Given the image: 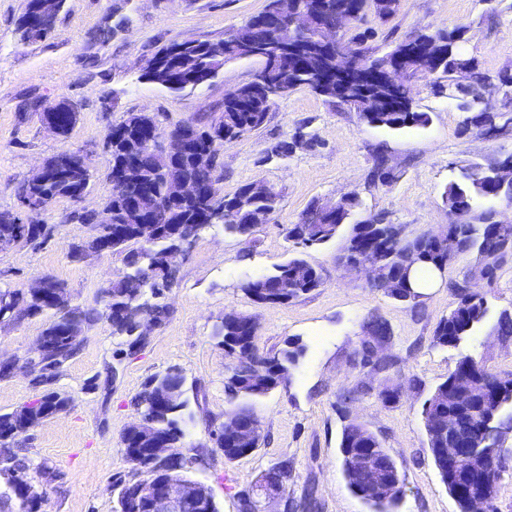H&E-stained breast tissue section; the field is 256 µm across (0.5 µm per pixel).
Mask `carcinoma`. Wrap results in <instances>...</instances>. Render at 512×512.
<instances>
[{
  "mask_svg": "<svg viewBox=\"0 0 512 512\" xmlns=\"http://www.w3.org/2000/svg\"><path fill=\"white\" fill-rule=\"evenodd\" d=\"M37 0H27V7L19 24L22 40L41 38L33 32L36 25ZM344 3L356 12L357 22L361 23L367 12L373 11L381 18L396 13L400 0H299L308 7L319 5L320 17L328 26L336 25V4ZM464 27L448 32L421 33L416 38L424 43L439 45L440 56L431 64V70L447 82L448 90L465 99L485 82V77L477 72V64L472 58L458 51V42L463 38ZM309 44L310 52L300 56L299 65L278 74L279 82L293 91L301 86L308 87L311 82L321 79L330 80V87L320 91L321 97L332 105H344L358 113L360 119L371 126L392 131H402L428 124L427 112L414 109H402L397 106V94L381 84L371 85L367 91L351 100L345 99L336 81L331 79L330 67L324 44L320 39V30L315 28L302 36ZM278 40L274 30L264 21V14L252 17L245 25L233 30L220 42L187 39L180 42L181 51L163 57L168 73L162 79L161 87L171 92L194 90L213 78L224 62L239 59L246 51L263 46L272 51L277 49ZM273 106L266 94L259 89V83L251 81L224 95V110L220 116L207 122H187L191 133L187 149L181 162L171 167L169 158L162 152L143 146L135 137L131 128L133 122L146 119L149 114L131 112L119 123L111 127L108 134V148L111 167L123 160L137 163L142 181L147 191L139 195L138 212L129 211L126 205L128 189L112 186V196L106 209L112 212V223L102 224L96 213L74 211L71 219L88 224L95 230L94 236L86 241L72 245V257L82 259L94 250L96 239L101 237L112 240V251L124 254L126 270L117 279L103 289V310L97 313L79 305L70 304L66 285L57 280L55 287L57 299L31 295L22 289H0V324L16 325L27 317L44 313H53V320L43 335L54 341V350L46 358V364L40 368L35 380L42 385V394L32 403L18 407L11 412L0 413V476L6 481L29 480L30 465L18 455L14 446L30 438L41 423L54 414L66 410L69 399L59 393L50 381L49 371L60 370L75 358L81 350L82 341L74 336L65 335L68 324L88 323L104 316L111 324L112 335L120 340V345L129 346L141 341L144 330L136 319L139 304L148 302L149 313L154 327L161 326L169 316L166 305L160 303L165 293L172 288L175 271L164 267L159 256L170 246L168 235L173 229L185 233H197L221 221L224 231L241 236L249 235L256 227V213L264 211L275 214L279 198H257L250 194V185L241 186L231 197L222 194L207 200L194 199L174 205L165 201L164 183L166 178L188 176L198 178L195 168L193 147L212 149L217 154L224 143L232 141L261 127ZM394 179V169L388 158L379 154L375 157L370 172L373 184L389 185ZM499 190V178L496 169L488 161L473 162L464 168L461 178L448 184L444 198L452 219L449 231L454 239L451 244L423 240L419 237L402 238L385 242V253L377 279L370 284L372 290L414 308L419 306L420 292L413 283L402 276L405 266H427L435 271L445 269L460 256L475 253L485 261L488 273L493 275L498 262L507 253L512 252V235H505L494 224H474L467 215L468 209ZM80 191V184L56 172L51 173L47 182L38 187L28 179L16 188V197L25 198L46 196L51 199H74ZM360 206L356 194L339 199L337 208L328 213L312 202L301 215L299 221L287 227V237L306 247L323 245L341 236L344 239L340 252L350 253V257L364 256L375 243V233L386 229L388 223L382 214L368 217V223L357 224L351 218ZM41 212H31L21 219L10 211H0V243L24 242L29 245L43 244L52 233V226L43 223ZM140 216H147L160 230L159 238L149 244L133 247L137 243L136 224ZM320 274L305 258L293 256L273 271L247 281L243 290L251 300L261 299L277 304H287L319 287ZM457 301L455 307L437 323L433 344L441 347H458L462 341L484 323L488 308L484 298L470 295L457 285L454 289ZM248 315L241 314L233 319L221 322L215 331L218 344L232 355L240 349H250L264 365L263 374H258L247 364L232 365L225 377L224 388L229 399L238 397L260 398L272 391L287 378L304 353V346L288 343L287 348L277 357L270 358L259 352L256 345L257 328L246 324ZM369 340L362 343L359 354L365 362L383 369L386 363L373 359V344H378L391 336L388 323L380 316H373L364 324ZM480 371L469 376L475 390L489 398L484 407H455L448 404V384L450 380L465 375L473 367ZM185 384L180 370L169 369L163 374L148 378L135 397L139 414L156 426L168 437L170 447H184L185 410L187 400L181 399L174 405H161L155 400L159 388H175ZM454 410L458 420L468 426V437L472 447L466 452L465 465L476 471L478 481L475 485L484 493L494 496L506 469L507 458L500 448L502 430L512 428V373L498 374L485 368L482 361L472 355L461 357L448 379L439 383L423 407V424L428 446L448 447V411ZM213 447L224 451V459L233 462L248 452L246 448L229 446L224 429L217 426L211 431ZM356 448H375L388 470L401 472L397 462L382 448L376 435L364 424L353 421L343 430L340 453L344 476L356 493L364 490L368 477L353 469L348 460L350 450ZM290 469L284 461L276 468L262 474L257 483L288 493ZM403 490L385 496H363V499L376 508V512H389L394 507Z\"/></svg>",
  "mask_w": 512,
  "mask_h": 512,
  "instance_id": "1",
  "label": "carcinoma"
}]
</instances>
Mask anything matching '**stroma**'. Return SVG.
Returning a JSON list of instances; mask_svg holds the SVG:
<instances>
[{
	"instance_id": "35a3bbf8",
	"label": "stroma",
	"mask_w": 512,
	"mask_h": 512,
	"mask_svg": "<svg viewBox=\"0 0 512 512\" xmlns=\"http://www.w3.org/2000/svg\"><path fill=\"white\" fill-rule=\"evenodd\" d=\"M267 0H64L50 38L25 42L18 30L26 0H0V211H18L15 187L46 159L79 151L93 176L81 203L60 198L42 213L53 234L40 248L17 244L0 250V289L26 287L49 275L64 282L73 304L101 309V292L124 270L117 252L76 261L73 243L93 228L69 220L71 211H98L112 194L106 139L112 125L129 112L158 115L162 130L216 114L224 95L248 83L259 63H225L209 83L172 93L142 80L147 61L172 43L193 38L222 41L265 9ZM465 26L460 43L478 63L489 85L484 108L503 112L495 89L499 75L512 73V0H400L396 14L368 16L345 29L343 40L361 39L385 53L416 34ZM413 106L429 113L427 126L399 133L363 123L356 112L328 104L306 87L292 91L270 109L264 124L225 144L220 152L224 195L262 182L280 195L272 221L249 237L206 229L177 261V279L165 297L169 317L133 354H119L112 328L98 318L83 328L80 353L62 368L56 388L70 400L67 411L44 421L23 442L31 477L41 467L58 475L48 489L45 512H114L112 478L129 468L121 438L138 418L134 398L144 381L172 367L186 376L184 451L198 456L191 476L211 490L218 512H239V495L266 470L292 464L288 495L301 498L316 485L319 512H371L349 488L342 472L344 426L358 420L374 432L404 474L396 512H459L434 466L422 421V407L434 388L471 354L499 373L512 372V339L497 336L500 311L512 310V253L493 279H466L476 255L462 256L425 289L419 307L394 301L369 288L364 276L336 263L341 241L296 251L288 225L315 201L358 193L363 215L386 214L414 238L448 225L443 193L462 166L473 160L512 153V123L483 135L465 130V111L435 76L412 83ZM70 101L78 120L68 137L55 136L28 111L32 100ZM288 155H276L282 142ZM385 151L395 179L374 186L369 173L376 151ZM322 275L320 288L286 304H257L243 291L247 280L272 271L295 253ZM469 281L483 296L489 315L459 347L433 345L440 318L454 307L452 283ZM244 313L259 323L256 344L274 355L287 343L303 344L305 354L291 377L268 395L251 400L265 435L262 445L234 462L212 449L210 431L233 403L224 391L231 359L213 336L225 314ZM384 317L392 338L378 354L389 368L379 372L354 358L371 315ZM50 322L38 315L12 327L0 326V358L25 357ZM118 377L110 388L89 389L91 377ZM395 393L381 401L382 389Z\"/></svg>"
}]
</instances>
